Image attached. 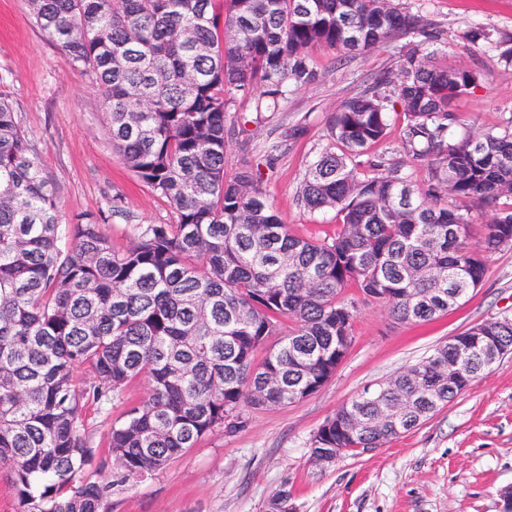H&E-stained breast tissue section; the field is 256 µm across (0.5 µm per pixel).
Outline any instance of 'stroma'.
Returning a JSON list of instances; mask_svg holds the SVG:
<instances>
[{"instance_id":"35a3bbf8","label":"stroma","mask_w":512,"mask_h":512,"mask_svg":"<svg viewBox=\"0 0 512 512\" xmlns=\"http://www.w3.org/2000/svg\"><path fill=\"white\" fill-rule=\"evenodd\" d=\"M440 30L430 43L439 63L477 70L473 93L453 104L457 127L484 130L512 116V66L493 52L471 53L465 32L478 26L512 34V0H404ZM407 37L343 54L313 52L318 79L290 92L262 126L229 140L226 174L266 162L263 189L291 234L332 235L333 214L305 209L298 192L307 165L328 148L332 112L372 76L397 71ZM0 89L7 91L54 184L62 223L82 216L103 224L115 250L134 240L138 224H171L166 199L124 167L105 131L104 109L91 77L72 68L30 20L28 0H0ZM512 316V249L491 255L482 283L447 315L427 324L395 322L382 304L359 306L353 341L333 377L316 393L279 407L246 408V426L218 429L145 482L115 488L110 512H266L288 488L296 512H501L512 488V356L498 361L448 406L414 430L371 451H348L334 463L311 457L314 435L336 409L433 353L449 336L491 318ZM139 376L120 397L90 405L84 424L95 448L88 469L110 478L108 431L128 403L143 400Z\"/></svg>"}]
</instances>
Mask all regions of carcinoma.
Instances as JSON below:
<instances>
[{
	"mask_svg": "<svg viewBox=\"0 0 512 512\" xmlns=\"http://www.w3.org/2000/svg\"><path fill=\"white\" fill-rule=\"evenodd\" d=\"M28 4L71 66L92 77L112 150L176 222L139 226L123 252L92 219L60 224L55 188L0 92V468L19 512H109L115 488L152 477L217 428H244V407L320 390L352 344L358 306L348 288L395 321L428 323L478 287L489 254L512 248V116L454 133L451 104L479 73L439 66L424 48L436 33L394 0ZM397 35L412 38L398 73L342 102L329 121L337 149L300 186L305 208L336 213V233L290 234L259 165L225 176L232 95L253 97L258 124L316 79L314 50L352 53ZM465 39L494 45L512 65V36L477 28ZM398 107L401 148L428 173L422 191L402 165L370 155ZM476 208L491 212L478 247L468 241ZM488 324L491 339L444 343L343 404L311 454L379 448L447 406L491 370L488 349L512 354V317ZM83 367L94 373L85 386L75 379ZM141 374L148 398L112 423L116 471L96 481L84 411ZM291 500L279 489L268 512H293Z\"/></svg>",
	"mask_w": 512,
	"mask_h": 512,
	"instance_id": "1",
	"label": "carcinoma"
}]
</instances>
